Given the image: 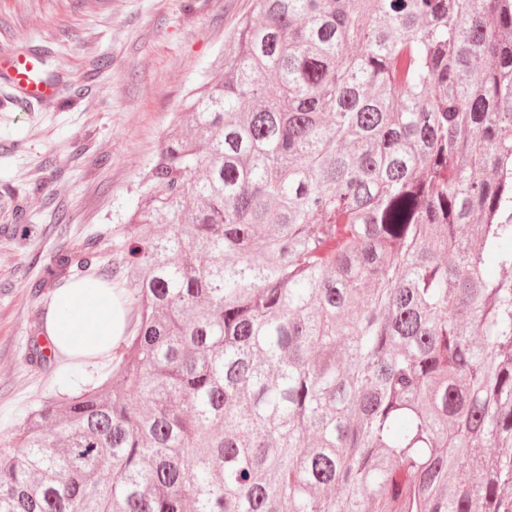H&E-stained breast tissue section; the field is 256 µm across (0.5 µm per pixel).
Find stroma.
<instances>
[{
  "label": "stroma",
  "instance_id": "obj_1",
  "mask_svg": "<svg viewBox=\"0 0 512 512\" xmlns=\"http://www.w3.org/2000/svg\"><path fill=\"white\" fill-rule=\"evenodd\" d=\"M251 0H0V53L56 71L57 99L16 109L0 81V446L28 414L114 374L124 353L29 364L61 250L94 239L111 266L140 174L187 91L216 72ZM105 59L102 68L93 65ZM28 239L12 236L18 219Z\"/></svg>",
  "mask_w": 512,
  "mask_h": 512
}]
</instances>
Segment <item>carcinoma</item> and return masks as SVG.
I'll return each mask as SVG.
<instances>
[{"mask_svg":"<svg viewBox=\"0 0 512 512\" xmlns=\"http://www.w3.org/2000/svg\"><path fill=\"white\" fill-rule=\"evenodd\" d=\"M220 67L118 262L36 285L95 268L131 330L0 512H512V0H253Z\"/></svg>","mask_w":512,"mask_h":512,"instance_id":"1","label":"carcinoma"}]
</instances>
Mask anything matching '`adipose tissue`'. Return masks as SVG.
<instances>
[{
	"label": "adipose tissue",
	"mask_w": 512,
	"mask_h": 512,
	"mask_svg": "<svg viewBox=\"0 0 512 512\" xmlns=\"http://www.w3.org/2000/svg\"><path fill=\"white\" fill-rule=\"evenodd\" d=\"M126 313L111 286L75 278L55 290L44 333L61 352L90 357L111 351L124 335Z\"/></svg>",
	"instance_id": "obj_1"
}]
</instances>
